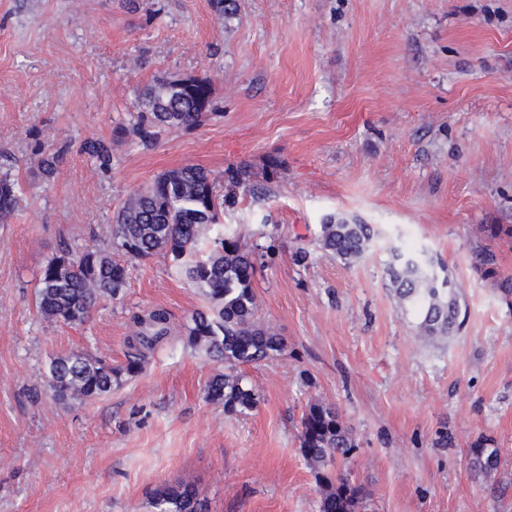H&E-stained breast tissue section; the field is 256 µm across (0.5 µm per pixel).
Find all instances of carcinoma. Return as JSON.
<instances>
[{
    "mask_svg": "<svg viewBox=\"0 0 512 512\" xmlns=\"http://www.w3.org/2000/svg\"><path fill=\"white\" fill-rule=\"evenodd\" d=\"M212 86L198 81L179 86L156 80L140 94V112L132 128L119 124L114 135L134 133L149 143L164 130L189 131L216 116L210 111ZM84 151L102 168L112 165V150L102 139L85 141ZM19 201L15 182L0 177V214L10 213ZM224 201L214 193L210 173L184 165L158 174L152 183L129 196L109 226L112 246L79 248L66 245L42 267L37 283V308L47 321L85 322L104 298L115 299L125 288L128 268L121 254L131 259L163 256L169 267L195 288L207 303L184 325L186 344L224 365L206 386L209 401L228 414H244L259 403L255 387L241 367L282 355L287 344L273 327L258 318L252 252L221 233ZM374 236L369 224L344 217L320 225L317 243L327 254L352 263L365 254ZM421 250H405L388 265L390 288L400 308L419 317L423 342L462 327V304L450 291L447 269L439 262L418 259ZM126 363L111 362L81 353L55 357L49 365V388L60 400L89 401L112 392L123 376L143 370L155 348L171 333L166 311L156 309L133 319ZM355 440L336 409L320 402L308 406L301 420L300 454L320 486L319 512H360L362 488L339 476L324 473L329 463L346 460ZM470 469L484 481L498 471L500 449L479 440L470 448ZM154 512H205L195 485L189 481L165 484L152 497Z\"/></svg>",
    "mask_w": 512,
    "mask_h": 512,
    "instance_id": "carcinoma-1",
    "label": "carcinoma"
}]
</instances>
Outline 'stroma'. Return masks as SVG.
<instances>
[{
  "label": "stroma",
  "mask_w": 512,
  "mask_h": 512,
  "mask_svg": "<svg viewBox=\"0 0 512 512\" xmlns=\"http://www.w3.org/2000/svg\"><path fill=\"white\" fill-rule=\"evenodd\" d=\"M0 0V173L21 201L0 217V512H153L193 482L209 512H318L300 448L309 404L355 439L333 475L365 512H512V0ZM210 81L216 118L151 144L131 123L158 79ZM109 141L102 170L83 150ZM60 151L45 177L40 151ZM210 171L224 234L253 250L259 316L287 350L244 369L260 396L225 414L218 364L187 347L199 291L159 255L128 263L120 299L85 323L43 320L35 287L63 244L105 229L167 169ZM251 173L231 187L227 171ZM371 225L347 264L322 251L327 217ZM425 248L461 294L460 331L432 343L389 286L393 249ZM173 332L144 370L93 401L47 386L54 357L119 366L132 319ZM500 449L488 482L469 448Z\"/></svg>",
  "instance_id": "stroma-1"
}]
</instances>
